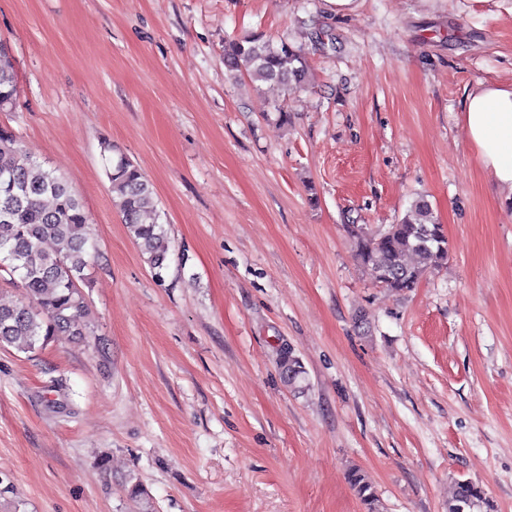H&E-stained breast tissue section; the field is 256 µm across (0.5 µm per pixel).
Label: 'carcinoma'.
<instances>
[{"label":"carcinoma","instance_id":"carcinoma-1","mask_svg":"<svg viewBox=\"0 0 512 512\" xmlns=\"http://www.w3.org/2000/svg\"><path fill=\"white\" fill-rule=\"evenodd\" d=\"M232 78L246 76L255 90L276 84L284 93L305 88L308 67L300 50L285 39L249 37L224 49ZM17 92L11 56L0 50V96ZM112 195L130 237L156 276L167 267L170 242L156 218L152 184L123 155L108 169ZM358 257L382 287L401 293L448 259V241L437 226L430 203L419 198L404 217L383 232L367 236L348 225ZM52 249H46V244ZM94 248L88 219L71 186L22 148L17 137L0 127V272L18 276L25 294L0 301V347L33 353L57 336L83 340L91 335V312L80 283ZM282 377L297 385L304 371L293 351L280 354ZM366 512H379L378 495L362 473H349ZM484 492L471 482L457 484L448 512H482Z\"/></svg>","mask_w":512,"mask_h":512}]
</instances>
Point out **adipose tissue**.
Segmentation results:
<instances>
[{
  "label": "adipose tissue",
  "mask_w": 512,
  "mask_h": 512,
  "mask_svg": "<svg viewBox=\"0 0 512 512\" xmlns=\"http://www.w3.org/2000/svg\"><path fill=\"white\" fill-rule=\"evenodd\" d=\"M460 122L481 167L512 193V87L491 84L470 91Z\"/></svg>",
  "instance_id": "ef3b65f1"
}]
</instances>
